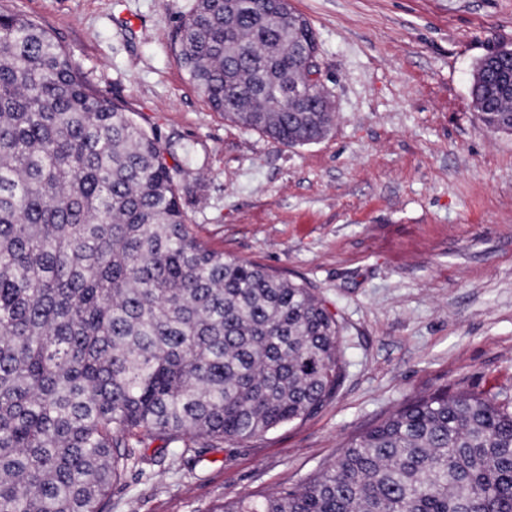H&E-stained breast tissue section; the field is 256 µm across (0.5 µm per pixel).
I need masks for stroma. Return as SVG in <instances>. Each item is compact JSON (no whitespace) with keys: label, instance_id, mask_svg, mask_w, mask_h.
<instances>
[{"label":"stroma","instance_id":"obj_1","mask_svg":"<svg viewBox=\"0 0 512 512\" xmlns=\"http://www.w3.org/2000/svg\"><path fill=\"white\" fill-rule=\"evenodd\" d=\"M193 0H0L156 128L197 238L305 282L343 327L347 377L317 413L129 471L105 512H216L299 485L417 396L512 395V134L479 120L476 64L512 47V0H290L317 35L336 122L290 147L225 121L172 36Z\"/></svg>","mask_w":512,"mask_h":512}]
</instances>
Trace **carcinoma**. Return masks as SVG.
I'll list each match as a JSON object with an SVG mask.
<instances>
[{"instance_id":"carcinoma-1","label":"carcinoma","mask_w":512,"mask_h":512,"mask_svg":"<svg viewBox=\"0 0 512 512\" xmlns=\"http://www.w3.org/2000/svg\"><path fill=\"white\" fill-rule=\"evenodd\" d=\"M310 23L268 0H194L174 56L210 107L289 146L335 118L311 82ZM470 84L483 125L512 133ZM166 146L93 85L38 21L0 8V512H105L169 448H220L340 391L343 328L306 285L206 248ZM160 439L153 457L137 452ZM220 512H512V400L439 389L293 488Z\"/></svg>"}]
</instances>
